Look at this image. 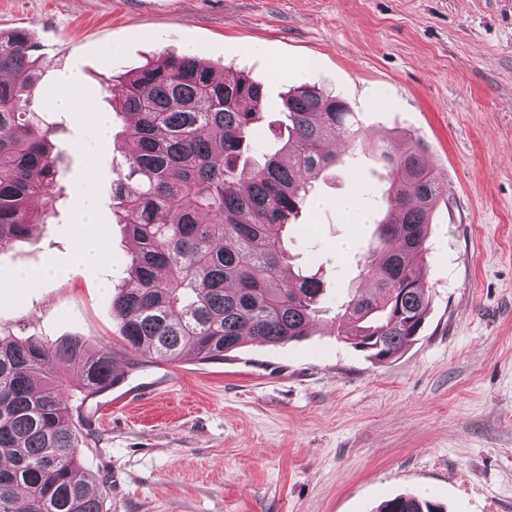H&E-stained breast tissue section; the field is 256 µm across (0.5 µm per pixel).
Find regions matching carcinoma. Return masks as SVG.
<instances>
[{
    "mask_svg": "<svg viewBox=\"0 0 512 512\" xmlns=\"http://www.w3.org/2000/svg\"><path fill=\"white\" fill-rule=\"evenodd\" d=\"M36 55L28 36L0 33V252L29 235L55 200L54 130L31 108ZM127 116L124 169L112 200L137 250L112 300L131 370L175 362L186 351L222 359L246 336L279 345L311 334L333 314L340 341L387 361L412 344L431 297L423 266L430 216L444 178L422 140L389 151L365 141L338 95L300 85L276 106L261 83L192 56L168 55L118 76ZM281 115L279 148L257 137L262 114ZM345 138L387 169L376 244L357 264L373 291L332 303L318 273L294 272L291 245L313 183L356 153L328 149ZM402 242L395 250L393 243ZM80 339L36 344L0 337V512H103L107 491L79 471L75 418L87 399L116 385L112 356ZM379 512H442L397 495Z\"/></svg>",
    "mask_w": 512,
    "mask_h": 512,
    "instance_id": "obj_1",
    "label": "carcinoma"
}]
</instances>
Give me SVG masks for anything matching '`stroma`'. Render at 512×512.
Masks as SVG:
<instances>
[{
  "label": "stroma",
  "mask_w": 512,
  "mask_h": 512,
  "mask_svg": "<svg viewBox=\"0 0 512 512\" xmlns=\"http://www.w3.org/2000/svg\"><path fill=\"white\" fill-rule=\"evenodd\" d=\"M27 33L45 64L32 106L59 141L56 209L0 252V336L80 338L128 354L112 296L135 251L112 207L125 119L106 82L160 54L243 70L272 100L308 84L339 95L371 139L407 129L447 185L431 215L430 310L418 340L376 362L332 322L273 346L252 337L227 359L185 354L129 372L86 401L79 465L107 512H377L399 494L445 512H512V0H0V32ZM77 75L71 112L54 106ZM317 180L292 265L328 298L368 289L357 261L374 234L336 200L377 207L371 156ZM103 230L84 268L78 213ZM51 278L13 285L46 263Z\"/></svg>",
  "instance_id": "35a3bbf8"
}]
</instances>
